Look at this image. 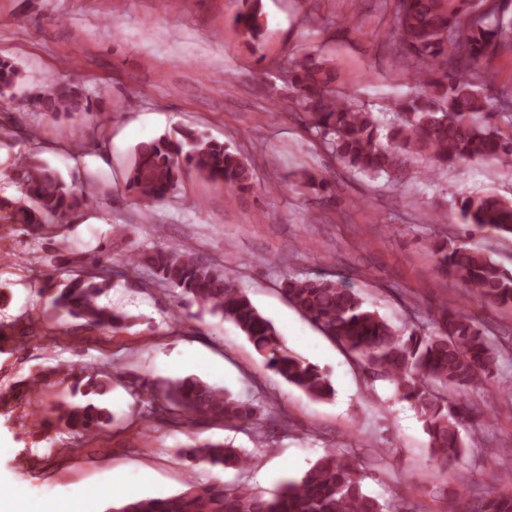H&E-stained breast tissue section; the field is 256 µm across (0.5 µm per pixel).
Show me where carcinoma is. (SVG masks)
<instances>
[{
	"mask_svg": "<svg viewBox=\"0 0 512 512\" xmlns=\"http://www.w3.org/2000/svg\"><path fill=\"white\" fill-rule=\"evenodd\" d=\"M245 2L250 8L239 17L242 34L255 39L261 32L258 0ZM389 41L414 66L410 71L414 91L395 102L396 120L384 142L373 112L336 89L339 76L334 69L314 55L281 65L305 123L327 141L334 157L364 175L394 174L410 156L441 163L512 164V114L504 115L508 126L500 127L489 111L492 77L477 72L485 57L512 49V17H506L505 9L490 6L487 0H395ZM19 79L18 67L1 57L0 97ZM36 106L53 118L91 111L82 81L71 75L49 83ZM185 167L232 189L251 187V168L238 154L195 131L176 129L135 148L127 189L144 203L156 202L175 190ZM12 182L22 197L15 201L0 196L2 225L56 233L63 228L60 219L90 203L56 170L25 156L18 158ZM458 210L462 223L476 232L512 236V200L485 192L462 198ZM436 253L437 270L459 278L474 298L490 305L512 303V273L491 256L457 242L441 243ZM126 263L150 270L192 302L234 323L265 365L288 383L317 399L334 394L328 375L288 351L273 323L224 269L176 248L132 251ZM90 266L92 270L76 272L46 301L43 319L68 316L86 327L105 330L127 320V315L101 301L113 277L122 275L112 255L95 254ZM281 289L308 321L360 357L374 377L394 385L396 396L415 409L437 463L434 493L444 495L443 474L448 463L465 452L462 432L473 427V408L461 401L448 404L445 390H465L492 373L498 351L489 337L461 309L446 304L436 310L430 333L396 327L369 308L357 290L323 275L288 277ZM84 372L89 377L86 388L75 383L70 399L54 408L57 428L68 430L74 439L100 436L113 419L102 397L112 389L119 371L79 368V373ZM148 388L187 421L206 418L245 424L256 416V407L199 378L153 381ZM186 457L238 470L250 464L241 449L221 442L188 448ZM487 477L489 488L468 500L464 512H512V494L498 490L502 474L493 469ZM362 481L354 455L340 448L272 493L239 484L193 486L176 495L113 504L106 512H388L389 503L368 494Z\"/></svg>",
	"mask_w": 512,
	"mask_h": 512,
	"instance_id": "carcinoma-1",
	"label": "carcinoma"
}]
</instances>
